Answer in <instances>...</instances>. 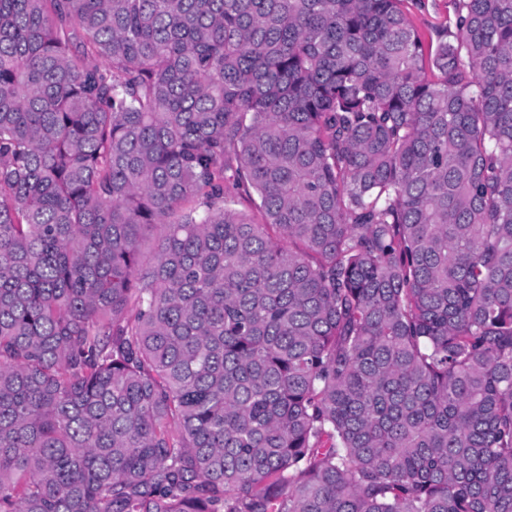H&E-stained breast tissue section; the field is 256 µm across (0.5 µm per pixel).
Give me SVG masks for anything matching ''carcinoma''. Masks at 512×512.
Instances as JSON below:
<instances>
[{
    "label": "carcinoma",
    "mask_w": 512,
    "mask_h": 512,
    "mask_svg": "<svg viewBox=\"0 0 512 512\" xmlns=\"http://www.w3.org/2000/svg\"><path fill=\"white\" fill-rule=\"evenodd\" d=\"M403 2L0 0V512H512V0ZM404 6L426 45L432 41L435 44L437 27L450 23L453 28L452 0H407Z\"/></svg>",
    "instance_id": "1"
}]
</instances>
